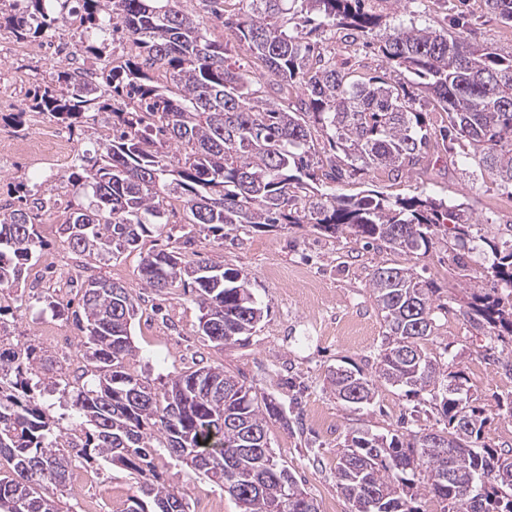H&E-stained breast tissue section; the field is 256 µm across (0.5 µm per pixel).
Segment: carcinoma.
<instances>
[{"instance_id": "obj_1", "label": "carcinoma", "mask_w": 512, "mask_h": 512, "mask_svg": "<svg viewBox=\"0 0 512 512\" xmlns=\"http://www.w3.org/2000/svg\"><path fill=\"white\" fill-rule=\"evenodd\" d=\"M22 2L0 16V26L20 40L58 28L61 16L49 15V0ZM177 2L78 0L88 28H122L137 52L90 79L61 72L59 88L36 90L28 108L48 113L78 140L99 113L112 127L97 149L75 155L67 175L94 198L93 207L73 210L57 230L76 258L110 262L137 249L143 237L167 224V200L183 204L188 230L182 246L144 257L139 280L159 291L190 290L201 311L199 332L211 343L250 335L263 311L247 274L192 249L196 231L309 224L411 256L427 254L439 233L450 230L464 250L471 218L459 205L422 194L391 199L375 190L337 196L317 189L364 167L409 173L428 159L435 135L480 149L483 165L512 187V56L444 30L384 28L365 0H250V11L235 22L240 42L279 93L301 90L297 102L280 108L257 96L258 80L249 71L224 64V46ZM485 3L512 23V0ZM291 7L317 16L316 28H339L353 40L383 29L378 52L390 67L418 79L447 113L448 124L431 128L400 84L380 77L351 80L337 71L318 41L288 29L282 15ZM317 133L331 153L317 156ZM24 198V205L0 214V288L22 287L43 247L33 210L51 199L28 189ZM490 249L495 260L487 273L499 288L472 293L461 314L495 340L512 342V245ZM371 285L388 327L375 377L344 369L329 376L331 387L352 405L372 403L378 379L404 388L440 407L444 428L389 437L355 432L336 462L337 487L350 512H419V490L441 503L442 512H512V485H481L477 509L463 492L469 478L512 466V447L477 446L490 421L486 409L473 404L461 375L441 373L440 360L423 345L435 330L437 288L399 264L376 266ZM80 288L77 310L51 297L45 303L53 317H71L86 331L84 356L92 367L87 384L58 378L48 352L13 345L0 320V459L8 463V470H0V512H64L40 490L66 487L77 456L88 464L102 459L142 479L127 512H160L162 503L187 512L185 494L157 471L159 448L221 487L238 484V512H271L286 494L293 497L288 512H319L268 443L267 420L289 426L279 403L222 366L190 368L168 388L155 389L127 368L136 354V296L94 275ZM48 397L73 412L71 425L50 415ZM430 437L448 447H426ZM228 454L234 459L230 471Z\"/></svg>"}]
</instances>
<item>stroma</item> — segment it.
Segmentation results:
<instances>
[{
    "label": "stroma",
    "instance_id": "obj_1",
    "mask_svg": "<svg viewBox=\"0 0 512 512\" xmlns=\"http://www.w3.org/2000/svg\"><path fill=\"white\" fill-rule=\"evenodd\" d=\"M249 0H224V16L216 18L209 0H180L208 37L224 46L226 65L253 69L252 58L240 46L233 22L247 10ZM370 8L387 25L464 32L472 42L499 55L512 56V24L501 23L486 10L484 0H370ZM337 69L352 78L387 77L404 82L410 75L390 69L377 51L351 43L343 32L316 33ZM65 57L43 49L41 41L25 44L18 53L0 56V136L13 134L9 117L18 112L35 88L56 83ZM69 161L45 154L14 158L11 171L0 174V207L9 208L17 194L14 179H32L38 190H51L56 203L38 212L44 247L37 265L28 272L35 287L26 289L21 307L11 295L0 296L6 305L12 337L22 345L48 347V335L61 328L82 339L84 331L73 320H58L43 310L44 296L76 307L80 294L62 280L60 266L72 258L62 245L56 227L69 213L89 205L91 194L63 181ZM374 189L384 195L410 197L430 194L451 205H463L471 215V248L467 268H458L453 236L441 237L424 256L406 257L364 245L346 233L325 236L310 226L258 228L228 225L223 240L209 232L196 236V251L223 257L225 263L248 273L252 292L264 315L251 335L217 347L198 332L200 311L191 293L171 288L158 293L142 287L138 270L143 256L179 245L184 228L182 209L168 211L167 226L143 237L138 248L118 260L92 262L94 274L129 287L141 298V310L132 337L137 348L131 372L147 377L157 387L194 365H223L259 394L275 398L292 411L296 422L283 427L269 421L270 446L278 459L302 479L320 512H349L350 505L336 485V460L354 431L390 435L408 429L436 431L443 422L433 404L405 395L403 390L378 384L372 405L355 407L337 400L327 377L333 369L347 367L373 375L385 323L370 282L378 264L409 267L416 276L434 281L441 292V309L435 310V330L427 348L450 373H460L471 398L491 405V420L480 443L488 448L512 446V369L485 360L490 336L458 313V298L467 288H493L486 275L491 263L490 243L512 239V191L484 167L480 153L465 142L438 143L425 167L396 178L382 169H369L333 184L339 195ZM160 471L187 495L190 512H200L203 502L220 501L223 512H238L224 488L174 465L168 455L157 458ZM89 475L81 493L45 485L44 495L61 498L71 512H83L85 500L98 503V512H126L137 492L134 475L104 461L88 464Z\"/></svg>",
    "mask_w": 512,
    "mask_h": 512
}]
</instances>
